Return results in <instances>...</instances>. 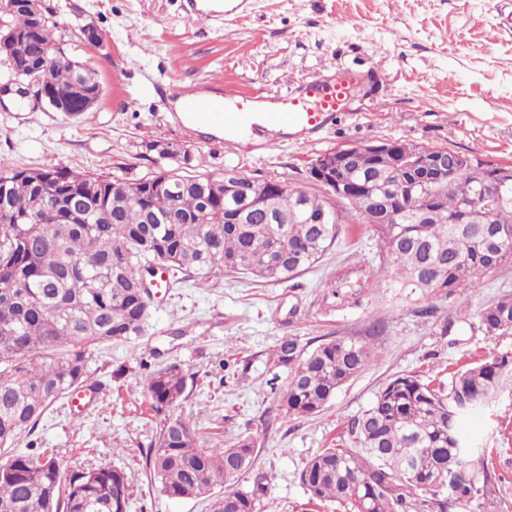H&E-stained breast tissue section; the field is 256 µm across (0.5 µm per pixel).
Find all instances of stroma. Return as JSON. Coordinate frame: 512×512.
<instances>
[{"label": "stroma", "mask_w": 512, "mask_h": 512, "mask_svg": "<svg viewBox=\"0 0 512 512\" xmlns=\"http://www.w3.org/2000/svg\"><path fill=\"white\" fill-rule=\"evenodd\" d=\"M65 51L91 61L104 92L93 112L69 117L33 97L0 95V171L66 167L138 179L157 171L149 142L190 150L196 172L237 168L251 177L305 184L312 159L355 143L399 139L445 147L491 164L512 165V32L498 28L492 0H251L244 17L218 27L187 17L182 0H46ZM104 37L88 46L85 25ZM353 68L366 80L355 111L342 112L321 139L231 147L178 116L173 86L208 91L216 83L284 92L309 77ZM380 247L368 225L339 237L312 268L284 283H257L233 272L208 281L178 275L154 289L141 335L94 351L88 370L104 388L72 406L51 405L32 439L54 450L66 470L108 465L129 480L128 512H208L207 500L163 494L145 465L162 417L145 390L147 374L178 364L186 391L176 413L207 445L252 436L257 456L239 487L264 477L258 512H341L310 502L300 482L305 462L346 438L351 420L392 377L426 381L450 374L482 354L512 358V335L488 338L457 310L475 311L512 294V263L478 292L429 304L395 288L363 290L329 305L330 282L368 277ZM452 330H445V323ZM294 336L313 348L323 339L374 340L380 356L343 385L319 414L279 419L269 354ZM466 433L495 473V492L479 512H512V391L472 416Z\"/></svg>", "instance_id": "35a3bbf8"}]
</instances>
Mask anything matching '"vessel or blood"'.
<instances>
[{"mask_svg": "<svg viewBox=\"0 0 512 512\" xmlns=\"http://www.w3.org/2000/svg\"><path fill=\"white\" fill-rule=\"evenodd\" d=\"M248 0H224L223 4L201 11L198 0H186L188 15L224 24L231 16L245 12ZM361 73L342 70L335 76L316 75L284 93H269L252 88L225 85L215 95L200 97L198 91L178 89L185 109L198 111L225 131L248 127L264 131L269 140L291 139L297 142L317 140L330 129L338 113L347 111Z\"/></svg>", "mask_w": 512, "mask_h": 512, "instance_id": "1", "label": "vessel or blood"}]
</instances>
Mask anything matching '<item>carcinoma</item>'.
<instances>
[{"label": "carcinoma", "mask_w": 512, "mask_h": 512, "mask_svg": "<svg viewBox=\"0 0 512 512\" xmlns=\"http://www.w3.org/2000/svg\"><path fill=\"white\" fill-rule=\"evenodd\" d=\"M24 0H5L10 26L24 34L23 52L33 66L57 45L53 11L42 29L28 32ZM60 92L78 82L87 91L101 83L87 66L50 69ZM177 163L151 176L129 180L58 168L47 184L27 170L0 172V512H128L129 482L112 466L66 473L56 456L29 441L46 409L89 383L94 349L141 334L150 298L139 288L143 267L159 262L175 273L203 280L225 270L256 281H286L313 266L343 232L341 224H363L367 201L379 208L396 203L400 174L381 155H365L346 168L348 215L323 214L328 188L254 182L245 199L224 191V177L182 174L192 155L171 143L148 145ZM495 171L460 170L443 186L427 184L386 223H371L381 264L370 287L389 278L420 300L476 292L483 279L512 262V199L480 192V180ZM183 182L171 196L154 190L162 176ZM276 199V223H266V200ZM247 213L249 222L237 223ZM358 283L332 286L344 300ZM473 318L487 337L512 335V294L481 306ZM376 356L373 345L355 339L326 340L313 349L281 337L272 367L286 374L279 416L319 414L336 391L362 373ZM145 387L156 413L164 415L146 453L150 477L171 498H211V512H257L266 494L263 478L247 489L214 495L253 462L248 435L230 445L202 448L192 424L171 412L183 397L186 378L176 363L150 372ZM512 388V361L486 355L458 370L448 383L433 385L416 375L390 380L372 404L348 425L346 443L315 453L300 472L310 499L332 501L344 512H449L488 496L492 476L476 456L462 425L482 402ZM456 478L448 480V472Z\"/></svg>", "instance_id": "cac0c4a2"}]
</instances>
